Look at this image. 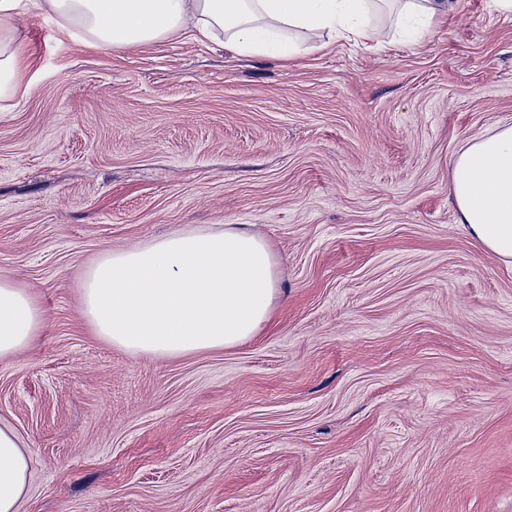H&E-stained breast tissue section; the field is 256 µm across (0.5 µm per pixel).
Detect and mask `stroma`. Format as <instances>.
Segmentation results:
<instances>
[{
  "label": "stroma",
  "instance_id": "stroma-1",
  "mask_svg": "<svg viewBox=\"0 0 512 512\" xmlns=\"http://www.w3.org/2000/svg\"><path fill=\"white\" fill-rule=\"evenodd\" d=\"M0 112V276L46 311L0 361L20 512H512V267L458 224L453 154L512 124V13L457 0L419 42L242 56L76 43L32 9ZM243 224L283 296L251 340L133 356L86 267Z\"/></svg>",
  "mask_w": 512,
  "mask_h": 512
}]
</instances>
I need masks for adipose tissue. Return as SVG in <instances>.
Returning <instances> with one entry per match:
<instances>
[{"mask_svg":"<svg viewBox=\"0 0 512 512\" xmlns=\"http://www.w3.org/2000/svg\"><path fill=\"white\" fill-rule=\"evenodd\" d=\"M21 0H0V103L21 87L28 47L18 34ZM57 26L91 45L129 49L197 34L245 56L288 59L294 34L381 42L374 22L393 6L411 37L456 9V0H33ZM458 224L512 266V125L467 141L451 162ZM280 294L278 262L265 240L237 224L183 227L111 250L86 270L82 314L96 336L135 356L174 358L242 344L269 321ZM46 325L35 296L0 276V360L29 350ZM29 458L0 426V512H19Z\"/></svg>","mask_w":512,"mask_h":512,"instance_id":"1","label":"adipose tissue"}]
</instances>
